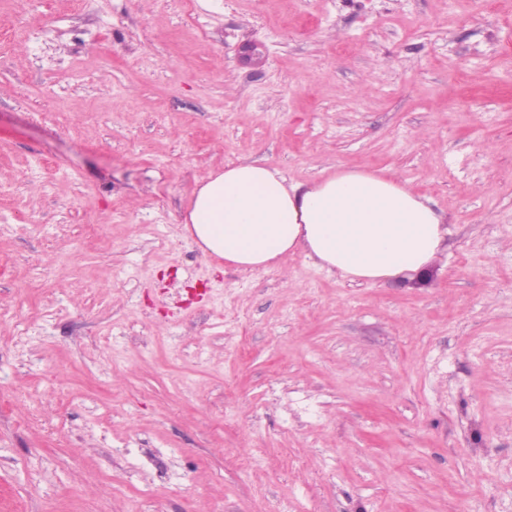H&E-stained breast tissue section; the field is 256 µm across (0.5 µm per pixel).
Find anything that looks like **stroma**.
I'll return each mask as SVG.
<instances>
[{"label": "stroma", "mask_w": 512, "mask_h": 512, "mask_svg": "<svg viewBox=\"0 0 512 512\" xmlns=\"http://www.w3.org/2000/svg\"><path fill=\"white\" fill-rule=\"evenodd\" d=\"M243 161L451 233L237 270L182 221ZM0 401V512H512V0H0Z\"/></svg>", "instance_id": "obj_1"}]
</instances>
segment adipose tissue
I'll use <instances>...</instances> for the list:
<instances>
[{
    "label": "adipose tissue",
    "instance_id": "ef3b65f1",
    "mask_svg": "<svg viewBox=\"0 0 512 512\" xmlns=\"http://www.w3.org/2000/svg\"><path fill=\"white\" fill-rule=\"evenodd\" d=\"M183 224L206 255L242 271L301 253L368 284L427 277L448 235L443 215L396 176L339 167L293 183L257 162L210 176L194 192Z\"/></svg>",
    "mask_w": 512,
    "mask_h": 512
}]
</instances>
